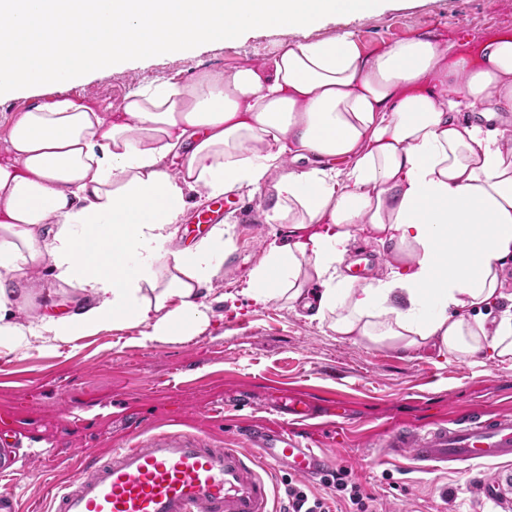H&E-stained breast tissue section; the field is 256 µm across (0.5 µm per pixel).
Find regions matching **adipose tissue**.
<instances>
[{"instance_id":"obj_1","label":"adipose tissue","mask_w":512,"mask_h":512,"mask_svg":"<svg viewBox=\"0 0 512 512\" xmlns=\"http://www.w3.org/2000/svg\"><path fill=\"white\" fill-rule=\"evenodd\" d=\"M387 6L0 0V100L258 30L298 35L259 62L136 86L112 114L61 96L15 118L0 159V349L128 326L143 345L195 335L227 240L217 224L184 246L177 226L191 196L250 188L265 223L287 229L251 274L255 300L288 298L374 347L512 362V37L485 39L477 63L426 35L371 56L349 33L308 37ZM359 232L386 277L344 273ZM39 267L86 298L23 323Z\"/></svg>"}]
</instances>
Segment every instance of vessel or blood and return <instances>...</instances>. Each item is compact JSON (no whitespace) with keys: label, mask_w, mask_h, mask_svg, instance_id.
<instances>
[{"label":"vessel or blood","mask_w":512,"mask_h":512,"mask_svg":"<svg viewBox=\"0 0 512 512\" xmlns=\"http://www.w3.org/2000/svg\"><path fill=\"white\" fill-rule=\"evenodd\" d=\"M242 448H205L199 437L168 432L113 452L60 494L55 512H271L264 464L303 477L323 474L330 456L295 432L247 424ZM383 457L409 456L422 467L512 459V414L475 411L431 422L425 429L393 426L381 435ZM478 496L512 512L500 483L476 482Z\"/></svg>","instance_id":"b4317fda"}]
</instances>
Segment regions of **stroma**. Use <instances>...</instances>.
<instances>
[{"label":"stroma","instance_id":"35a3bbf8","mask_svg":"<svg viewBox=\"0 0 512 512\" xmlns=\"http://www.w3.org/2000/svg\"><path fill=\"white\" fill-rule=\"evenodd\" d=\"M467 26L472 40L457 36ZM351 31L363 54L427 34L457 43L477 57L483 40L512 36V0H394L385 10L339 17L316 37ZM278 31L250 34L200 48L174 61L135 62L72 86L68 98L107 112L119 111L131 85L160 77H191L271 56ZM224 223L231 241L214 277L209 325L189 339L173 337L142 346L139 328L102 331L49 351L0 353V492L12 493L18 512H52V499L74 476L70 457L89 466L113 448L167 431L198 435L207 448H239L248 421L288 425L273 412L283 392L304 393L313 405L308 437L328 450L333 468H345L370 496L368 512H495L476 494L483 477L511 475L512 464L451 463L429 470L410 458L383 461L375 442L393 425L423 426L438 418L482 410L512 413V368L483 356L446 358L430 350L400 353L344 339L328 321L311 318L281 298L251 299L246 288L271 240L265 201L246 189L228 195ZM19 315L42 313L45 295L67 312L82 294L49 280L29 282Z\"/></svg>","mask_w":512,"mask_h":512}]
</instances>
